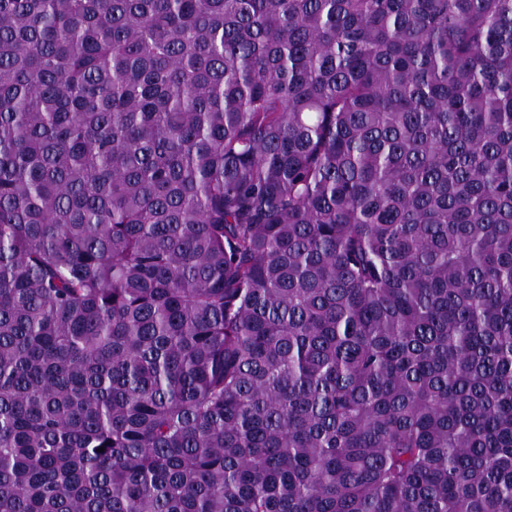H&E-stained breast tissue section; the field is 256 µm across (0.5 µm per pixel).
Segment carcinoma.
Instances as JSON below:
<instances>
[{
	"mask_svg": "<svg viewBox=\"0 0 512 512\" xmlns=\"http://www.w3.org/2000/svg\"><path fill=\"white\" fill-rule=\"evenodd\" d=\"M0 512H512V0H0Z\"/></svg>",
	"mask_w": 512,
	"mask_h": 512,
	"instance_id": "carcinoma-1",
	"label": "carcinoma"
}]
</instances>
